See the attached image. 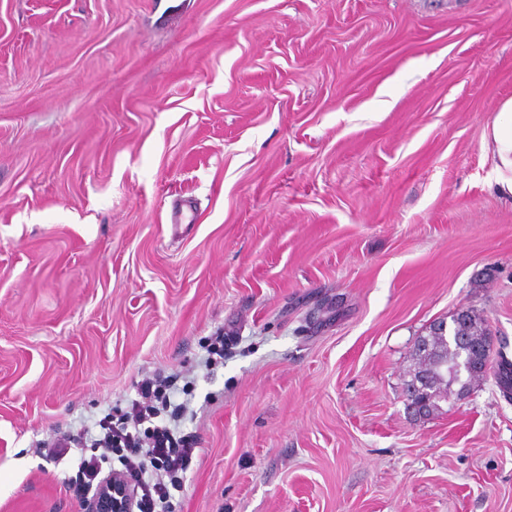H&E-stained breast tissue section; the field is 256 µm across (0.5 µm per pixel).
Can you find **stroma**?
<instances>
[{
  "mask_svg": "<svg viewBox=\"0 0 512 512\" xmlns=\"http://www.w3.org/2000/svg\"><path fill=\"white\" fill-rule=\"evenodd\" d=\"M509 97L512 0H0V512H78L37 442L158 372L172 512H512L494 377L403 399L458 308L512 358ZM498 115L489 125L484 141L493 154V179L496 188L512 195V98L497 108Z\"/></svg>",
  "mask_w": 512,
  "mask_h": 512,
  "instance_id": "35a3bbf8",
  "label": "stroma"
}]
</instances>
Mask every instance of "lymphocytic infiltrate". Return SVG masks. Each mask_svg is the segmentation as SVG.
<instances>
[{
  "label": "lymphocytic infiltrate",
  "instance_id": "lymphocytic-infiltrate-1",
  "mask_svg": "<svg viewBox=\"0 0 512 512\" xmlns=\"http://www.w3.org/2000/svg\"><path fill=\"white\" fill-rule=\"evenodd\" d=\"M175 391V376L145 377L123 409L98 420L94 454L80 456L66 483L77 502L96 496L103 483L102 464L114 456L120 466L112 475L121 496L115 512H167L183 489L199 444L196 432L184 427L189 404L176 401Z\"/></svg>",
  "mask_w": 512,
  "mask_h": 512
}]
</instances>
